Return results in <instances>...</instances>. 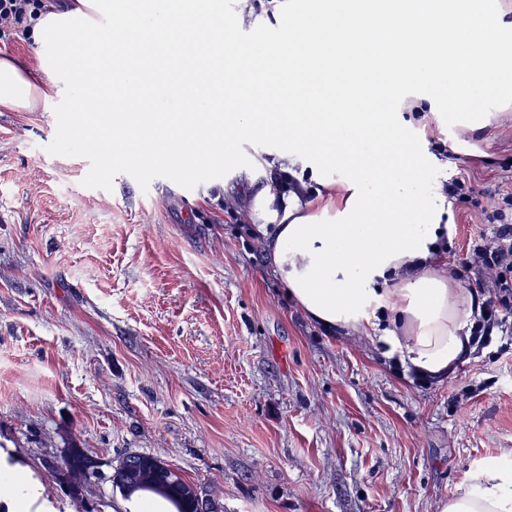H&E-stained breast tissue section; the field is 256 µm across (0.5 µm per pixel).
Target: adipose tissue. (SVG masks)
<instances>
[{"mask_svg":"<svg viewBox=\"0 0 512 512\" xmlns=\"http://www.w3.org/2000/svg\"><path fill=\"white\" fill-rule=\"evenodd\" d=\"M244 22L225 15L223 0H67L34 21L32 59L0 55V109L51 111L65 83L79 118L106 115L112 134L98 147L108 161L162 160L178 174L231 161L212 147V132L279 139L282 151L256 161L263 180L249 216L271 224L263 235L288 295L327 331L362 336L407 370L446 378L464 359L481 298L435 252L446 197L424 193L425 144L387 92L433 85L447 91L456 124L487 127L478 101L512 100V22L484 15L479 0H311L277 42L229 45ZM159 33L192 63L173 85L190 109L165 137L145 96L109 107L115 82L135 89L165 77L146 50ZM273 77L282 109L264 114ZM289 175L298 184L286 193ZM478 479L439 512H512L511 472L491 464ZM40 496L25 468H0L7 512H30Z\"/></svg>","mask_w":512,"mask_h":512,"instance_id":"ef3b65f1","label":"adipose tissue"}]
</instances>
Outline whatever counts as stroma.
<instances>
[{"mask_svg": "<svg viewBox=\"0 0 512 512\" xmlns=\"http://www.w3.org/2000/svg\"><path fill=\"white\" fill-rule=\"evenodd\" d=\"M260 5L237 30L278 33ZM0 112V451L43 486L46 512H118L111 467L129 452L180 468L224 512H437L485 464L512 461V329L423 385L366 339L309 321L274 274L257 224L224 202L254 189L240 139L229 165L180 176L108 166L65 113ZM467 133L440 113L424 188L454 177L445 258L461 285L467 245L512 192V102ZM100 461L83 505L55 481L65 436Z\"/></svg>", "mask_w": 512, "mask_h": 512, "instance_id": "obj_1", "label": "stroma"}]
</instances>
